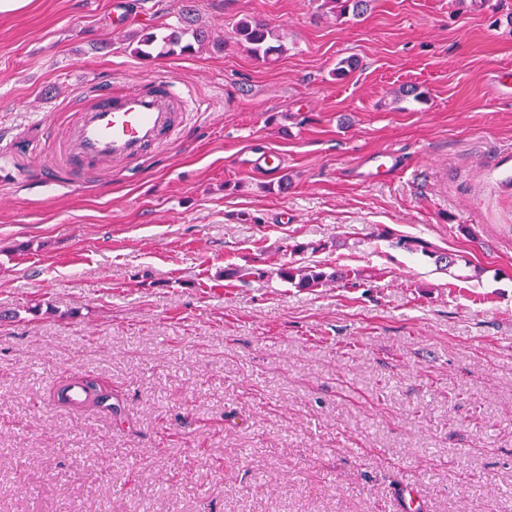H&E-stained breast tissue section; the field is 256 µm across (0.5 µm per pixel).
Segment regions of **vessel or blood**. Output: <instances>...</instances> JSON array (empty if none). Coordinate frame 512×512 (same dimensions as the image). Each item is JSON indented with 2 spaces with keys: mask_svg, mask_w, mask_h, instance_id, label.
Returning <instances> with one entry per match:
<instances>
[{
  "mask_svg": "<svg viewBox=\"0 0 512 512\" xmlns=\"http://www.w3.org/2000/svg\"><path fill=\"white\" fill-rule=\"evenodd\" d=\"M78 118L68 132L65 159L79 171L126 162L146 152L166 147L177 130V117L191 111L193 101L174 84L154 80L120 90L94 89L88 101L77 104ZM278 157L272 149L252 151L239 158V166L251 170L273 168ZM391 153L369 157L357 169L360 180L369 181L395 167ZM69 408L79 410L92 393L82 378H73L64 392Z\"/></svg>",
  "mask_w": 512,
  "mask_h": 512,
  "instance_id": "1",
  "label": "vessel or blood"
}]
</instances>
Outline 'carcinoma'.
<instances>
[{"instance_id": "cac0c4a2", "label": "carcinoma", "mask_w": 512, "mask_h": 512, "mask_svg": "<svg viewBox=\"0 0 512 512\" xmlns=\"http://www.w3.org/2000/svg\"><path fill=\"white\" fill-rule=\"evenodd\" d=\"M369 0H324L331 13L340 20L350 14L360 17L367 11ZM192 5H185L184 24L170 28L163 26L157 30L143 31L132 49L135 56L148 60L156 56H190L196 49L209 47L213 51L224 52V40L211 38L210 33L197 25L192 17ZM233 39L236 46L258 62H268L286 51L280 30L257 16H244L232 22ZM279 277L289 283H297L299 288H316L330 281L344 278L343 273L328 274L314 267L297 268L288 262L278 268Z\"/></svg>"}]
</instances>
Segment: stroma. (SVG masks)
I'll use <instances>...</instances> for the list:
<instances>
[{
	"mask_svg": "<svg viewBox=\"0 0 512 512\" xmlns=\"http://www.w3.org/2000/svg\"><path fill=\"white\" fill-rule=\"evenodd\" d=\"M112 3L0 18V512H512V0H195L224 51L151 60L180 0L121 31ZM246 15L287 52L231 44ZM155 78L196 103L167 147L46 184L92 83ZM255 144L284 164L237 167ZM77 375L102 401L56 405ZM369 0H324L322 6H330V12L336 14V19L346 18L350 11L353 17H360L367 11ZM396 164L397 160L394 155L389 152H381L369 157L357 168L356 172L361 181H369L374 179L381 169L389 170ZM278 275L282 280L294 283L298 288H316L329 281L344 278L343 273L338 271L328 274L316 267L297 268L293 262L282 264L278 268ZM297 277L298 282L296 283Z\"/></svg>",
	"mask_w": 512,
	"mask_h": 512,
	"instance_id": "stroma-1",
	"label": "stroma"
}]
</instances>
